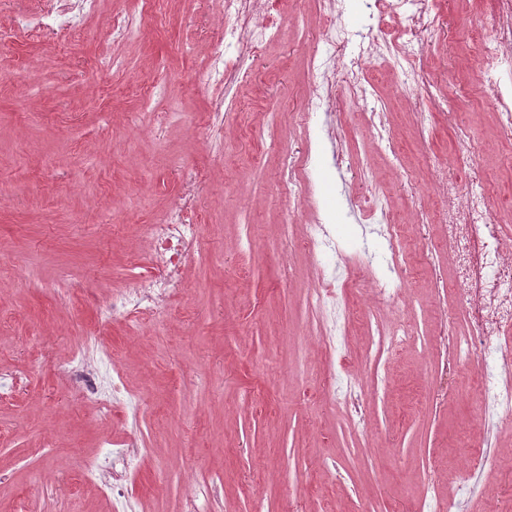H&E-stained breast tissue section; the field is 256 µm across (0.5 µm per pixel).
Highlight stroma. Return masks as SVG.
Masks as SVG:
<instances>
[{"label": "stroma", "instance_id": "obj_1", "mask_svg": "<svg viewBox=\"0 0 512 512\" xmlns=\"http://www.w3.org/2000/svg\"><path fill=\"white\" fill-rule=\"evenodd\" d=\"M39 0H0V372L15 388L0 400V512H491L512 485V430L492 432L475 403L478 361L453 360L445 329L466 334L485 292H448L470 267L467 248L427 251V241L468 226L420 224L447 209L431 160L447 163L459 192L483 186L499 224L512 226V136L495 102L475 93L469 31L492 23L495 0H439L453 36L429 42L425 64L455 120H430L431 143L400 75L370 65L395 140L377 150L360 105L337 96L335 139L309 141L299 118L311 105L312 57L323 49L315 0H270L275 35L248 60L250 80H211L224 35L215 0H63L76 29L61 37L18 30ZM142 13L137 35L114 25ZM119 53L112 68L98 63ZM480 145L458 158L459 131ZM317 157L313 192L298 213L280 191L288 164ZM201 176L199 253L184 288L138 336L100 309L132 276L148 274L140 227ZM376 181L403 225L410 260L390 271L381 224L348 199ZM329 225L340 248L311 257L308 225ZM372 261L402 291L384 302L347 287ZM327 274L343 321L326 343L309 299ZM69 286L59 298L55 285ZM406 341L367 354L381 329ZM111 347L125 387L141 401L111 418L84 401L52 363L88 332ZM148 453L128 465L120 446ZM492 454L479 471L469 456ZM102 462L119 479L112 499L85 473Z\"/></svg>", "mask_w": 512, "mask_h": 512}]
</instances>
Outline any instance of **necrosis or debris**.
<instances>
[{
  "label": "necrosis or debris",
  "mask_w": 512,
  "mask_h": 512,
  "mask_svg": "<svg viewBox=\"0 0 512 512\" xmlns=\"http://www.w3.org/2000/svg\"><path fill=\"white\" fill-rule=\"evenodd\" d=\"M317 2L324 19L327 49L324 55L313 59L311 65L318 76L313 92L323 102H333L337 85H344L350 97L363 104L366 125L376 139H387L384 125L376 120L379 99L364 76L363 63L345 61L347 45L355 42L363 47L369 58L387 64L401 75L419 119L447 111L448 100L436 91L422 59L425 38L441 40L446 36L440 15L430 0H367L366 18L354 29L345 28L341 23L345 0ZM220 4L227 49L219 53L217 61L225 82L229 83L244 79L242 57L262 49L273 31L262 18L264 0H220ZM393 15L398 17L400 24L390 30L384 21ZM470 37L480 47L478 89L482 96L496 102L501 126L511 128L512 91L503 84L501 72L512 65V0H500L499 14L492 27H474ZM186 182L188 188L183 200L155 223L143 225L141 238L151 271L129 279L113 292L104 308L109 319L134 324L154 320L167 302L179 294L182 271L198 251V227L189 219L195 188L200 182L198 173H187ZM437 185L447 191L449 203L474 230L477 262L493 269L495 294L512 303V232L489 223L482 199L457 193L447 175H439ZM351 204L368 217L385 219L384 231L390 245L387 262L397 268L403 267L407 255L402 247L401 227L387 221L380 192L375 190L355 197ZM492 331L504 338L512 336V310L498 318ZM492 331L484 325L482 316H475L468 335L449 337V355L456 360H487L498 351L497 346L487 339ZM95 352V357L91 358L86 348H78L58 363L57 371L71 378L81 397L92 402L106 417L112 412V397L104 389L99 365L109 359L110 352L101 345L96 346Z\"/></svg>",
  "instance_id": "necrosis-or-debris-1"
}]
</instances>
